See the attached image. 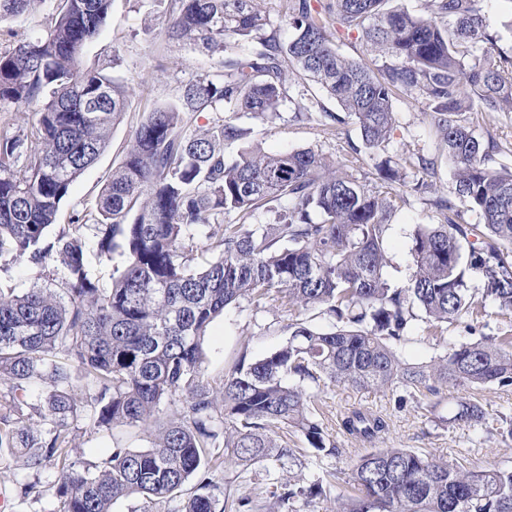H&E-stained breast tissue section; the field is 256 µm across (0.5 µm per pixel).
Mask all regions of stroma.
Returning a JSON list of instances; mask_svg holds the SVG:
<instances>
[{"label":"stroma","instance_id":"1","mask_svg":"<svg viewBox=\"0 0 512 512\" xmlns=\"http://www.w3.org/2000/svg\"><path fill=\"white\" fill-rule=\"evenodd\" d=\"M168 0H112L103 36L84 50L87 65L103 67L122 82L128 90L125 118L115 127L109 147L96 163L71 186L62 202L56 225L58 233L72 221L92 223L94 205L106 178L123 158L136 127L147 112L156 106L175 102L183 87L210 74L217 67L222 52H205L190 42L168 41L164 31L169 18ZM51 0H34L23 14L0 19V48L8 46L13 36L43 32L52 14ZM281 107V117L263 122L244 115L240 125L250 128V144L267 152L313 148L332 156L342 171L352 175L368 189L379 190L374 177L370 152L363 148L359 131L347 124L333 139L325 138L316 121H296L299 104L317 95L316 87L290 78ZM395 130L379 154L402 163L407 185L403 194L394 199L392 229L387 242L390 264L387 273L398 285L409 278L413 259L410 235L416 225L434 224L438 218L427 195L413 191L412 186L422 178L420 156L434 154L436 141L427 117V105L420 98H400L394 101ZM284 313L273 308H254L248 303L228 309L208 328L204 342L205 375L212 385H220L224 373L241 349L251 356L261 357L281 345L286 335L272 331L271 326L285 322ZM477 403L489 419L512 415V387L488 385L465 390L453 385L441 388L436 395L421 398L420 402L396 409L389 393L353 387L328 386L318 394V405L328 433L343 453L340 457H317L307 454L308 472L326 476L339 469L348 470L353 460L363 452L364 445L343 435L338 428L341 417L353 409H366L386 417L389 430L381 442L385 448H415L423 453L467 468L491 469L512 466V439L490 434L483 428L453 421L460 397ZM442 423H434V416ZM75 455L89 461L109 454L113 445L126 448H145L147 433L137 428L117 426L109 432L92 434L84 426L73 430ZM217 485L216 497H223L225 488L241 494H255L266 483L264 471L242 472L229 454L215 449L208 463ZM57 466L48 463L41 480L44 494L41 500H21L14 491L12 473H0V492L7 497L9 512H53L57 505L53 484Z\"/></svg>","mask_w":512,"mask_h":512}]
</instances>
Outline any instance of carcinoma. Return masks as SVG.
I'll return each instance as SVG.
<instances>
[{
    "mask_svg": "<svg viewBox=\"0 0 512 512\" xmlns=\"http://www.w3.org/2000/svg\"><path fill=\"white\" fill-rule=\"evenodd\" d=\"M111 2L55 0L45 32L0 49V104L33 118L31 136H0V255L48 270L20 293L0 292V472L22 460L35 480H15L20 498L40 495L42 470L60 458L53 512H112L114 501L131 497L143 499L140 512H153L191 482L179 512H216L205 461L222 446L243 470L260 467L268 477L253 497L225 491L223 512H297L298 501L327 490L319 479L277 475L279 466L305 469L301 449L281 431L318 454L341 453L316 408L322 386L387 390L400 409L450 382L512 386V336L477 333L488 313L469 285L479 275L483 294L512 318V167L494 158L512 147L463 118L512 112V52L498 47L480 0H427L425 15L389 10L388 0H288L286 44L264 34L254 0H171L168 39L216 51L232 38L238 52L185 85L178 103L147 113L105 180L95 223L50 238L71 185L125 113V86L83 60ZM331 27L361 34L381 63L373 69L340 55ZM289 70L341 108L311 100L295 118L319 111L330 138L351 120L372 151L393 134L397 98L427 101L437 146L419 158L425 178L413 190L433 195L442 220L414 228L405 285L386 273L391 201L332 157L256 146L226 155L250 135L239 114L279 118ZM203 112L222 116L202 134L188 132L187 115ZM443 162L454 169L448 194L430 181ZM374 171L392 190L406 185L389 157L375 160ZM459 202L479 223L462 221ZM260 211L273 223H251ZM200 224L213 227L205 246L195 241ZM87 232L98 257L127 254L108 290L90 273ZM242 300L286 313L287 338L258 359L241 351L216 388L203 370L204 337ZM308 310L328 316L329 329L301 318ZM463 319L470 338L444 336V324ZM415 325L444 349L427 364L397 349L414 339ZM176 402L163 416L162 406ZM453 419L487 425L469 400ZM75 421L96 432L140 428L151 445H117L95 462L73 458ZM340 427L374 443L389 425L354 409ZM348 483L355 495H336L335 512H512V467L467 470L412 448L367 449Z\"/></svg>",
    "mask_w": 512,
    "mask_h": 512,
    "instance_id": "cac0c4a2",
    "label": "carcinoma"
}]
</instances>
